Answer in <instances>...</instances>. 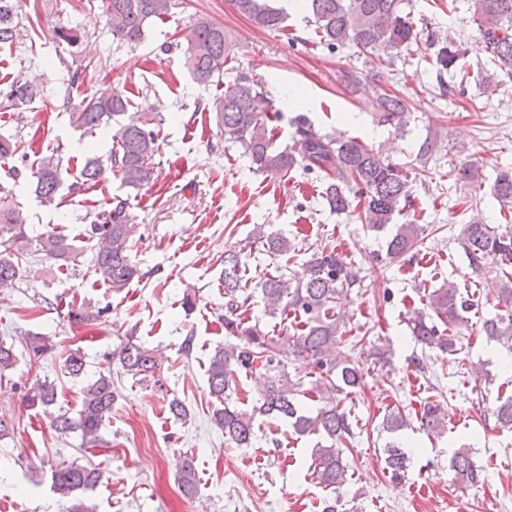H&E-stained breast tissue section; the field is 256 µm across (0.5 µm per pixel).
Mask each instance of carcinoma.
I'll return each instance as SVG.
<instances>
[{"label":"carcinoma","mask_w":512,"mask_h":512,"mask_svg":"<svg viewBox=\"0 0 512 512\" xmlns=\"http://www.w3.org/2000/svg\"><path fill=\"white\" fill-rule=\"evenodd\" d=\"M236 9L258 29L276 30L284 21L282 13L270 5L271 0H234ZM312 15L320 41L334 49L354 46L360 52L381 61L392 54L409 49L418 41L434 49L433 64L437 78L454 69H464L463 54L441 33L417 28L404 11V0H302ZM172 0H105V16L110 34L119 44L133 47L140 43L149 21L166 12ZM474 18L491 62L512 68V0H473ZM12 0H0V44H11L17 36ZM184 68L201 85H209L224 77L229 60V44L224 27L196 22L185 37ZM10 105L19 108L36 97L33 87L17 82L3 92ZM130 103L108 90L92 96L77 112L72 113L76 127L87 133L101 128L112 131V151L107 159L88 161L79 180L70 185L75 193L85 185L106 181L108 176L134 190L149 189L157 180L155 158L159 154L161 118L151 112L130 111ZM270 102L264 83L241 73L224 83V94L207 106L224 139L241 145L255 169L274 178L284 179L295 168L317 173L325 178L324 198L329 209L338 214L355 216L372 233H387L385 256L376 260L388 264L410 261L419 252L426 227L409 220L395 223L396 216L410 207L409 173L373 147L355 137L333 136L317 130L304 114L290 119L294 128L292 144L282 150L273 145L268 123ZM407 107L390 95L379 98L375 121L381 126L399 127ZM35 192L45 204L55 202L62 186L58 166L46 162L34 174ZM494 195L504 207L512 206V170L499 172ZM358 202H353V199ZM130 203L120 196L112 198L111 208L86 229V248L91 252L94 268L115 292L141 280L143 273L131 255ZM458 244L469 267L480 273L488 266L496 267L490 280V294L498 301V312L482 322L481 332L512 352V232H498L488 224L473 222L461 225ZM252 243L259 244L268 255L283 256L296 250L288 236L265 231L257 224L252 230ZM37 253L60 265L73 264L82 251L63 234L46 232L31 236L22 212L13 206L8 195L0 196V283L23 277L27 273L29 255ZM220 276L224 283V332L233 341L216 349L207 368L209 394L214 399L211 419L224 432V440L246 448L254 438L255 415L284 421L294 433L319 437L313 448V472L316 484L333 490L347 482L348 470L343 463V449L355 440L351 414L342 402L364 386V374L351 360L340 355L343 336L339 315L347 305L348 293L363 281V269L347 261L336 249L326 247L313 251L302 270L293 279L285 274L259 278L254 291L260 293L265 313L288 319L292 315L303 328L281 335L264 330L260 322L245 316L252 294L242 285L247 260L245 249L231 246L224 250ZM474 300L464 296L452 282L425 295L421 306L409 311L407 326L414 341L441 354L455 355L465 314L475 308ZM110 306L93 308L82 304L68 312L77 323H89L105 317ZM363 355L375 365L390 363L391 353L378 339L362 337ZM56 348L51 338L29 332L24 336V350L29 361H37ZM303 359L315 381L308 389L292 379L288 356ZM125 374L138 382L155 379L161 369L163 355L149 348L129 332L111 353ZM18 357L14 345L0 340V376L15 367ZM66 373L75 378L86 375V362L80 349L63 355ZM264 371L265 381L256 405L247 411L231 404L233 393L256 370ZM57 389L47 380L37 384L24 396L32 409H47L56 403ZM115 401L112 371L103 369L81 388L77 416L67 411L51 418L52 429L60 434H81L86 445L100 443V431L112 413ZM495 427L512 430V396H499L493 402ZM427 435H441L447 421L440 404L424 403L411 415L397 406L383 418L382 429L397 438L384 446L386 469L395 478L405 474L410 457L399 438L413 428ZM455 481L465 487L484 481L483 470L471 459L470 449L459 448L450 462ZM177 475L182 493L192 496L198 488L193 457L184 454L177 459ZM103 478V470L91 462L72 461L51 466L54 490L70 499L68 512H95V507L77 496V492L95 488Z\"/></svg>","instance_id":"1"}]
</instances>
